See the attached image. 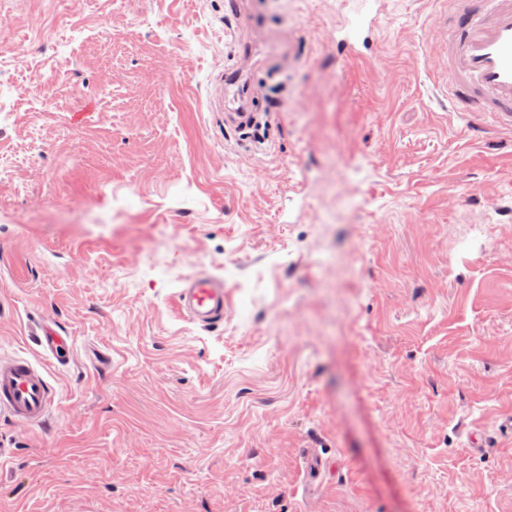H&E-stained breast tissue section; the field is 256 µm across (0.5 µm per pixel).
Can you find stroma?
I'll return each mask as SVG.
<instances>
[{
  "mask_svg": "<svg viewBox=\"0 0 512 512\" xmlns=\"http://www.w3.org/2000/svg\"><path fill=\"white\" fill-rule=\"evenodd\" d=\"M228 2L0 0V355L73 341L0 512H512V129L449 102L448 0L361 61L344 0ZM178 308L207 327L224 320V284L211 276H199L180 288L175 296ZM35 336H38L39 344L43 349L57 360L62 351L69 352L67 337L62 336L60 332L51 325L45 324L36 329Z\"/></svg>",
  "mask_w": 512,
  "mask_h": 512,
  "instance_id": "obj_1",
  "label": "stroma"
}]
</instances>
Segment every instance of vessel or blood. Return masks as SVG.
<instances>
[{
    "label": "vessel or blood",
    "instance_id": "vessel-or-blood-1",
    "mask_svg": "<svg viewBox=\"0 0 512 512\" xmlns=\"http://www.w3.org/2000/svg\"><path fill=\"white\" fill-rule=\"evenodd\" d=\"M381 0H359L353 14L336 26V53L363 58L376 37ZM482 10L456 0L448 23V81L459 108L486 112L496 123L512 129V0H486ZM178 308L202 326L224 319V285L199 276L181 288ZM35 334L52 356L68 350L65 336L45 324ZM53 399L52 386L42 369L23 357H0V412L23 426L45 422Z\"/></svg>",
    "mask_w": 512,
    "mask_h": 512
}]
</instances>
